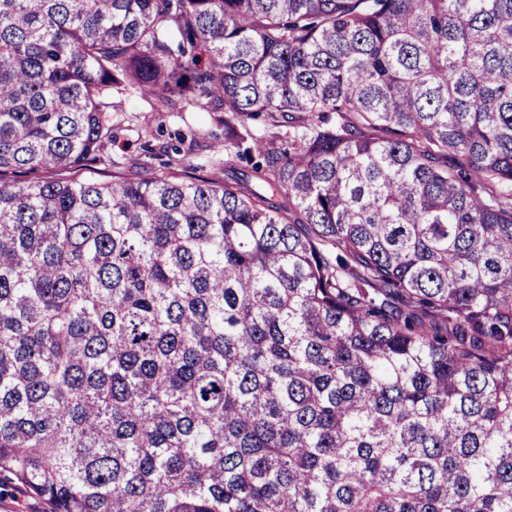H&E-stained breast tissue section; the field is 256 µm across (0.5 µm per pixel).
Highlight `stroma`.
Here are the masks:
<instances>
[{"instance_id": "obj_1", "label": "stroma", "mask_w": 512, "mask_h": 512, "mask_svg": "<svg viewBox=\"0 0 512 512\" xmlns=\"http://www.w3.org/2000/svg\"><path fill=\"white\" fill-rule=\"evenodd\" d=\"M121 107V112L114 115L108 146L112 156L124 163L121 176H143L140 162L144 159L150 160L155 171H163L176 157L185 170L212 176V159L224 154V127L212 113L195 103L185 105L179 112H157L151 98L139 94L123 96ZM190 128L197 133L195 140L184 142L180 154L167 152L166 147L176 134Z\"/></svg>"}]
</instances>
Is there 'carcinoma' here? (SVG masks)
<instances>
[{
    "instance_id": "1",
    "label": "carcinoma",
    "mask_w": 512,
    "mask_h": 512,
    "mask_svg": "<svg viewBox=\"0 0 512 512\" xmlns=\"http://www.w3.org/2000/svg\"><path fill=\"white\" fill-rule=\"evenodd\" d=\"M114 91L218 114L224 180L75 176ZM1 471L512 512V0H0Z\"/></svg>"
}]
</instances>
